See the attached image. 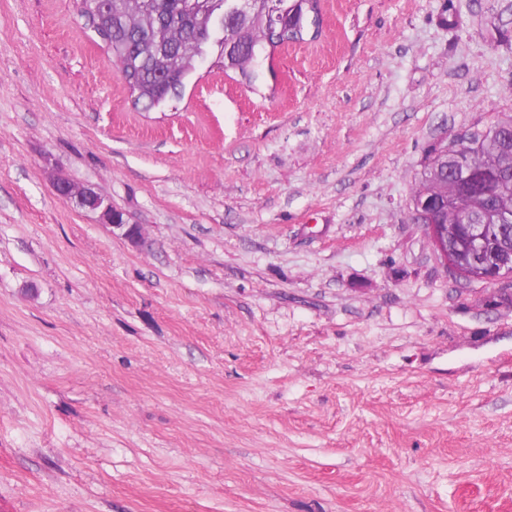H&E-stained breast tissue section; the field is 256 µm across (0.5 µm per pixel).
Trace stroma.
I'll return each instance as SVG.
<instances>
[{"label": "stroma", "instance_id": "1", "mask_svg": "<svg viewBox=\"0 0 512 512\" xmlns=\"http://www.w3.org/2000/svg\"><path fill=\"white\" fill-rule=\"evenodd\" d=\"M318 8L146 111L77 0H0V512H512V278L412 219L512 113V0ZM53 189L63 202L71 203L82 211L99 214L103 224L123 230V235L128 238L138 237L140 231L136 224H129L124 218V213L112 205L109 197L94 187H80L65 178H57L53 183Z\"/></svg>", "mask_w": 512, "mask_h": 512}]
</instances>
